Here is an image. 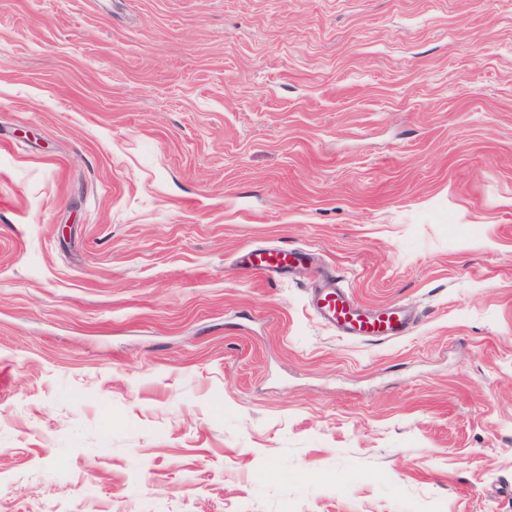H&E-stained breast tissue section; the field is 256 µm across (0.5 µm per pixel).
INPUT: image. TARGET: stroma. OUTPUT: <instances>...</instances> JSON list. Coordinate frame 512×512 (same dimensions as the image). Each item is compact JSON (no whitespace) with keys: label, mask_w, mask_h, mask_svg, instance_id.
I'll return each instance as SVG.
<instances>
[{"label":"stroma","mask_w":512,"mask_h":512,"mask_svg":"<svg viewBox=\"0 0 512 512\" xmlns=\"http://www.w3.org/2000/svg\"><path fill=\"white\" fill-rule=\"evenodd\" d=\"M0 512H512V0H0ZM312 309L340 336L348 339L381 343L403 336L412 328L401 308L365 309L338 287L315 290Z\"/></svg>","instance_id":"1"}]
</instances>
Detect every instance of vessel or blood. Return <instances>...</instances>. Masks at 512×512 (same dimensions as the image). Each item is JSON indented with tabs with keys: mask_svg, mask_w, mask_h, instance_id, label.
I'll return each mask as SVG.
<instances>
[{
	"mask_svg": "<svg viewBox=\"0 0 512 512\" xmlns=\"http://www.w3.org/2000/svg\"><path fill=\"white\" fill-rule=\"evenodd\" d=\"M312 309L340 336L348 339L381 343L403 336L411 329L410 319L401 308L369 310L338 287L315 290Z\"/></svg>",
	"mask_w": 512,
	"mask_h": 512,
	"instance_id": "1",
	"label": "vessel or blood"
}]
</instances>
